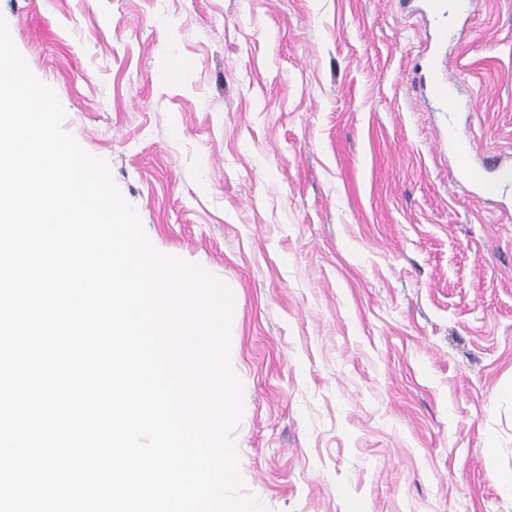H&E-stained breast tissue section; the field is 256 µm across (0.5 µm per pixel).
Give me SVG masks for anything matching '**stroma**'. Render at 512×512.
Instances as JSON below:
<instances>
[{"label": "stroma", "instance_id": "obj_1", "mask_svg": "<svg viewBox=\"0 0 512 512\" xmlns=\"http://www.w3.org/2000/svg\"><path fill=\"white\" fill-rule=\"evenodd\" d=\"M64 127L152 244L235 298L233 431L271 512H512V220L411 92L398 0H0ZM441 50L461 126L512 152V0ZM194 67L176 85L169 66Z\"/></svg>", "mask_w": 512, "mask_h": 512}]
</instances>
